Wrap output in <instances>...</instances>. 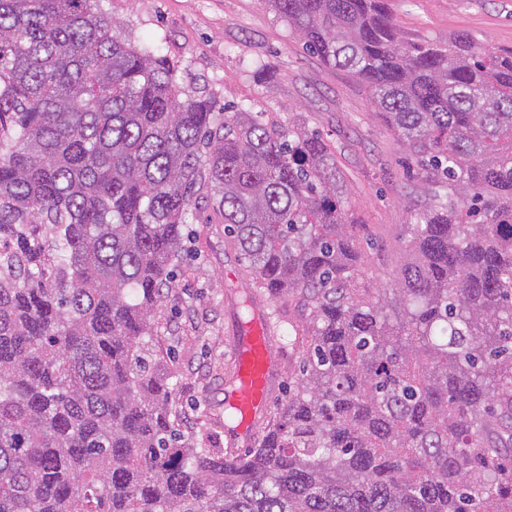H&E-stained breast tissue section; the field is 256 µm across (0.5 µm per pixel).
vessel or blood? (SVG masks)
<instances>
[{"label": "vessel or blood", "instance_id": "obj_1", "mask_svg": "<svg viewBox=\"0 0 512 512\" xmlns=\"http://www.w3.org/2000/svg\"><path fill=\"white\" fill-rule=\"evenodd\" d=\"M234 361V379L226 404L232 409L235 420L228 435L243 439L266 414L277 376V358L264 315L254 316L236 336Z\"/></svg>", "mask_w": 512, "mask_h": 512}]
</instances>
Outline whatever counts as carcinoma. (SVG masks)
<instances>
[{
    "label": "carcinoma",
    "instance_id": "carcinoma-1",
    "mask_svg": "<svg viewBox=\"0 0 512 512\" xmlns=\"http://www.w3.org/2000/svg\"><path fill=\"white\" fill-rule=\"evenodd\" d=\"M96 0H0V512H512V50L409 43L392 0H266L418 163L362 282L336 155L134 45ZM298 374L254 446L181 429L157 335L192 196Z\"/></svg>",
    "mask_w": 512,
    "mask_h": 512
}]
</instances>
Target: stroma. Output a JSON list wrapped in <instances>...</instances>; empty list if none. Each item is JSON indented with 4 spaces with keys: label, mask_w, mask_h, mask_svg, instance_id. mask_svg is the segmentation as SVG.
I'll return each instance as SVG.
<instances>
[{
    "label": "stroma",
    "mask_w": 512,
    "mask_h": 512,
    "mask_svg": "<svg viewBox=\"0 0 512 512\" xmlns=\"http://www.w3.org/2000/svg\"><path fill=\"white\" fill-rule=\"evenodd\" d=\"M119 18L132 43L151 41L179 59L180 82L245 105L287 124L301 115L336 155L365 256V281H392L399 233L408 223L407 198L419 191L418 168L402 142L373 111L360 85L311 55L266 0H100ZM395 19L411 42L466 32L491 51L512 48V0H392ZM185 253L158 320L161 345L173 348L164 371L176 386L175 404L206 447L223 450L224 401L231 385L233 341L240 329L237 294L252 288L235 250L224 244V215L212 198L197 200ZM274 328L283 387L298 360L283 299L262 298Z\"/></svg>",
    "instance_id": "35a3bbf8"
}]
</instances>
